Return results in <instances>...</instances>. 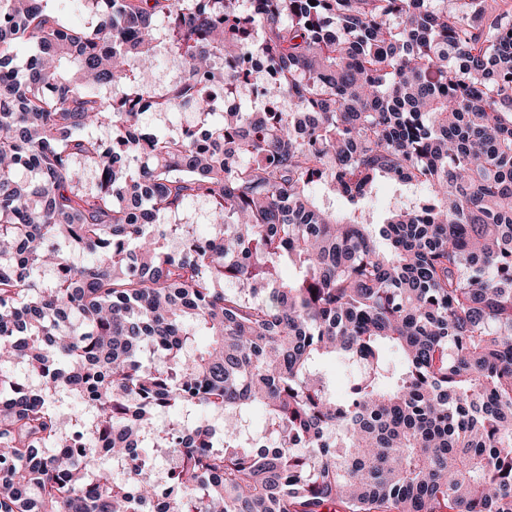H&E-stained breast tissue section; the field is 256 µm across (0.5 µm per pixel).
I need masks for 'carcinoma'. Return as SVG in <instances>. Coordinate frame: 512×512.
Masks as SVG:
<instances>
[{"label":"carcinoma","mask_w":512,"mask_h":512,"mask_svg":"<svg viewBox=\"0 0 512 512\" xmlns=\"http://www.w3.org/2000/svg\"><path fill=\"white\" fill-rule=\"evenodd\" d=\"M52 2L0 0V512H512V9ZM83 1L84 0H77L69 3L64 0H59L54 3H56L61 10L64 22L69 26L78 28L87 26L89 21V12Z\"/></svg>","instance_id":"cac0c4a2"}]
</instances>
